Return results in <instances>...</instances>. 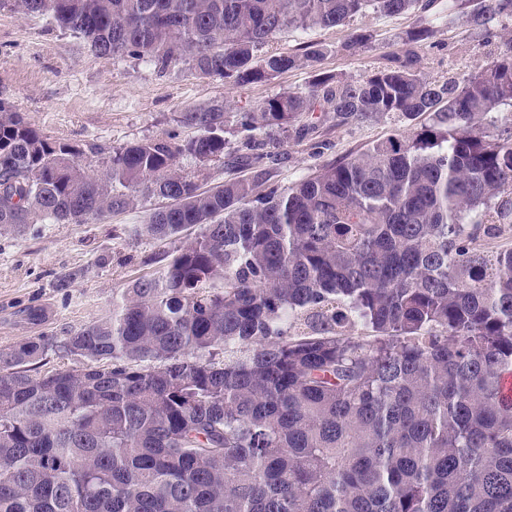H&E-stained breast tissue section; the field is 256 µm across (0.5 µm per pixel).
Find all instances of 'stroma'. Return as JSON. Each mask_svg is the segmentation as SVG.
Returning a JSON list of instances; mask_svg holds the SVG:
<instances>
[{
  "label": "stroma",
  "instance_id": "stroma-1",
  "mask_svg": "<svg viewBox=\"0 0 512 512\" xmlns=\"http://www.w3.org/2000/svg\"><path fill=\"white\" fill-rule=\"evenodd\" d=\"M420 13L356 16L350 27L290 29L265 44L268 52H292L306 43L327 46L326 69L358 78L386 64L397 42L418 26ZM371 31V48L343 50L349 28ZM499 37L484 38L457 20L436 28L421 71L432 81L475 71L488 54L502 50ZM309 70L297 69L247 89L225 87L188 66L159 71L133 58L102 57L87 42L50 24L0 7V98L10 100L27 121L52 140L103 151L131 142L171 136L184 140L192 129L183 112L216 101L250 107L289 89L307 86ZM312 141L285 145L279 180L288 185L323 164L363 151L391 134H405L414 120L392 115L362 125H337L333 113L312 112ZM321 149H314V142ZM158 202L86 224H32L21 233H0V347L30 336L62 338L112 312V297L129 282L154 274L164 243L129 235ZM42 309L39 321L30 309Z\"/></svg>",
  "mask_w": 512,
  "mask_h": 512
}]
</instances>
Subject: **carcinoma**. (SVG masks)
<instances>
[{
	"mask_svg": "<svg viewBox=\"0 0 512 512\" xmlns=\"http://www.w3.org/2000/svg\"><path fill=\"white\" fill-rule=\"evenodd\" d=\"M11 3L99 56L229 87L313 77L255 107L189 109L192 137L116 147L95 169L0 98V230L145 198L163 204L131 236L198 228L111 316L0 348V512H512V29L462 79L420 69L434 28L488 33L512 0H448L359 79L325 69L318 43L258 51L419 0ZM316 111L426 122L283 185L255 132L303 141ZM229 123L246 132L235 147ZM221 159L230 178L203 188ZM51 354L72 365L41 370Z\"/></svg>",
	"mask_w": 512,
	"mask_h": 512,
	"instance_id": "carcinoma-1",
	"label": "carcinoma"
}]
</instances>
